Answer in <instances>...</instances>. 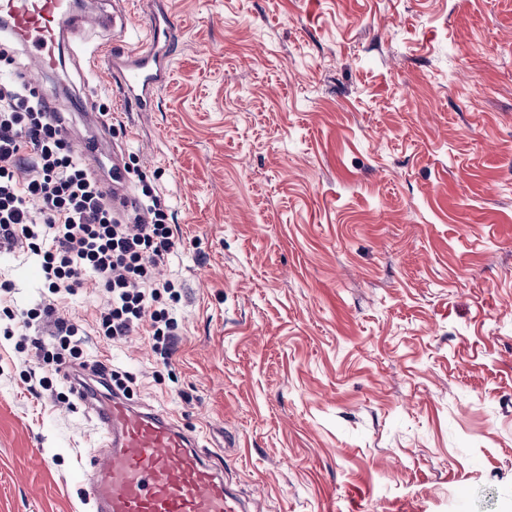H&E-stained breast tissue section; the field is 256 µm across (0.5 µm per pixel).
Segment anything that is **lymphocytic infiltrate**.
I'll use <instances>...</instances> for the list:
<instances>
[{
  "instance_id": "obj_1",
  "label": "lymphocytic infiltrate",
  "mask_w": 512,
  "mask_h": 512,
  "mask_svg": "<svg viewBox=\"0 0 512 512\" xmlns=\"http://www.w3.org/2000/svg\"><path fill=\"white\" fill-rule=\"evenodd\" d=\"M9 44L0 45V244L36 256L44 287L54 296L73 293L97 277L109 304L95 318L96 334L117 343L146 329L154 352L169 360L178 329L181 286L158 281L155 270L177 245L167 206L142 184L139 223L124 224L106 203L100 184L60 131L43 93L12 72ZM13 287L0 285L9 322L5 335L19 333L18 349L37 345L30 329L51 315L48 305L9 307ZM83 330L60 319L51 348H41L45 365L60 371L66 358L83 356Z\"/></svg>"
}]
</instances>
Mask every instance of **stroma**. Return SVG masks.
I'll list each match as a JSON object with an SVG mask.
<instances>
[{
    "label": "stroma",
    "instance_id": "1",
    "mask_svg": "<svg viewBox=\"0 0 512 512\" xmlns=\"http://www.w3.org/2000/svg\"><path fill=\"white\" fill-rule=\"evenodd\" d=\"M179 26L153 111L118 103L88 26L33 76L74 137L122 150L170 207L169 362L93 335L95 279L53 302L89 362L221 455L243 512H512V0H159ZM112 125L83 116L84 96ZM18 307L49 301L0 247ZM0 333V512H90L101 437L36 349Z\"/></svg>",
    "mask_w": 512,
    "mask_h": 512
}]
</instances>
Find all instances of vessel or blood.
Segmentation results:
<instances>
[{
	"instance_id": "1",
	"label": "vessel or blood",
	"mask_w": 512,
	"mask_h": 512,
	"mask_svg": "<svg viewBox=\"0 0 512 512\" xmlns=\"http://www.w3.org/2000/svg\"><path fill=\"white\" fill-rule=\"evenodd\" d=\"M100 0L81 12L68 0H0V26L23 45L30 69H55L76 44L84 26L101 20ZM122 100L140 112L168 80L170 67L159 50L156 22H149L136 47L105 52ZM132 193L120 152L112 154V206L124 211ZM94 412L101 445L85 470L91 512H238L224 485V465L201 449L197 435L169 413L135 404L123 394L81 390Z\"/></svg>"
}]
</instances>
